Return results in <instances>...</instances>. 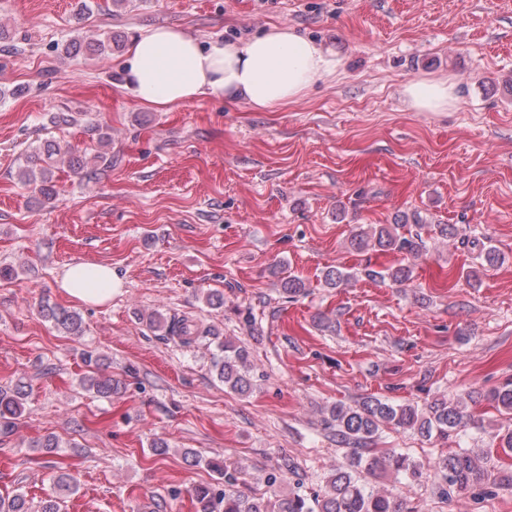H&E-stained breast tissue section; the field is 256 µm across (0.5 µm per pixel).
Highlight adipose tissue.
I'll return each mask as SVG.
<instances>
[{"label": "adipose tissue", "mask_w": 512, "mask_h": 512, "mask_svg": "<svg viewBox=\"0 0 512 512\" xmlns=\"http://www.w3.org/2000/svg\"><path fill=\"white\" fill-rule=\"evenodd\" d=\"M124 67L126 90L158 109L211 96L273 110L300 101L316 82L338 74L342 60L283 25L244 42H203L178 28L154 27L132 43ZM403 94L417 111L444 112L458 102L449 80H415ZM85 269L82 262L67 265L61 288L87 304L111 300L117 287L111 267L97 266L92 284Z\"/></svg>", "instance_id": "1"}]
</instances>
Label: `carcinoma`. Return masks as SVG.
<instances>
[{"label":"carcinoma","mask_w":512,"mask_h":512,"mask_svg":"<svg viewBox=\"0 0 512 512\" xmlns=\"http://www.w3.org/2000/svg\"><path fill=\"white\" fill-rule=\"evenodd\" d=\"M112 50V36L104 38L93 35H81L66 47V55L77 57L80 52L101 54ZM97 143L102 152L94 159L103 164L112 165V156L107 147L112 138L102 128L94 127ZM44 165L37 166L39 158L32 160V166L20 171L23 182L32 188V192L48 199L57 194L53 182L52 164L59 157L76 169L85 168L83 156L76 150L58 142L49 143L43 151ZM409 224L423 226L427 219L420 213H401L394 217L391 224H369L359 227L350 239L354 250H377L381 252L407 253L414 257L424 246L420 235L406 236L401 232ZM370 280L388 279L403 284L413 276V266L399 265L394 268L366 271ZM351 279V274L338 267H330L323 274L324 284L329 288H340ZM41 314L51 321L57 329L78 335L82 332V318L73 311L57 305L45 304ZM149 326L160 335L181 347L209 342L218 336L210 326L198 324L185 316L171 315L165 317L158 313L147 315ZM219 354L213 357L212 368L224 386L239 394L247 393L251 388V378L247 367L248 351L246 348L222 341L217 344ZM82 385L104 398L112 397L118 392L119 384L112 376L94 372L81 380ZM28 385L19 381L8 389L0 388V429L7 431L14 425V420L24 411ZM485 399L497 410L512 415V381H509L485 395ZM331 421L336 427V438L340 443H353L358 448L350 454L346 466L334 471L326 478V491L317 498L307 499L300 494H278L274 500L263 497H250L234 492L238 480L237 471L221 463L207 462V466L224 479V490L204 485L195 489L194 500L198 512H402L400 503L390 495L376 491L361 479L360 473H374L379 470H391L405 477L419 476V467L404 453L395 451L381 455L372 454L366 447L367 442L383 426L410 429L421 436L431 439L446 440L448 436L474 423L467 404L459 399H436L419 408L412 404H396L379 397H367L362 402L351 406L336 404L329 410ZM488 455L460 449L439 458V469L448 486L458 491H466L490 480L493 476L487 467ZM53 485L59 495L68 497L75 493L77 482L69 472L58 471L53 476ZM0 512H29L25 496L16 494L10 498L0 497Z\"/></svg>","instance_id":"cac0c4a2"}]
</instances>
